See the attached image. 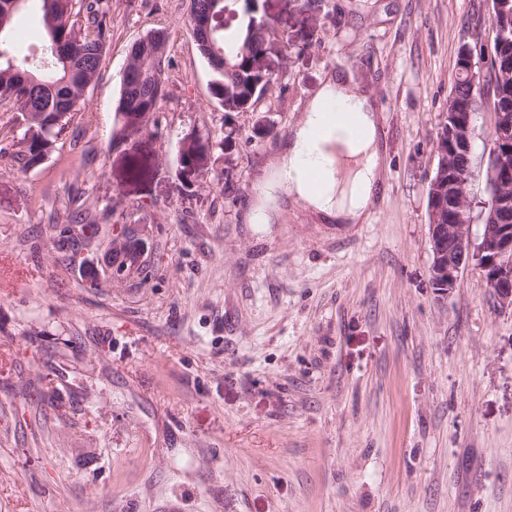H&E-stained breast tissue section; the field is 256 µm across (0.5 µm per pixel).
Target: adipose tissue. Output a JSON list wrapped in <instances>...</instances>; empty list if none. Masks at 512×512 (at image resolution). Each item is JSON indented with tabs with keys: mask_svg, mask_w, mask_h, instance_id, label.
<instances>
[{
	"mask_svg": "<svg viewBox=\"0 0 512 512\" xmlns=\"http://www.w3.org/2000/svg\"><path fill=\"white\" fill-rule=\"evenodd\" d=\"M330 101L343 103L354 112L363 136H352L346 128L339 127L328 132L319 145H312V131ZM308 156L329 166L321 190L311 186L303 164ZM384 170L380 124L372 98L345 78L328 75L292 128L286 146L268 161L259 180L253 221H273L280 211L279 198L285 193L301 201L321 221L363 223L376 203Z\"/></svg>",
	"mask_w": 512,
	"mask_h": 512,
	"instance_id": "1",
	"label": "adipose tissue"
}]
</instances>
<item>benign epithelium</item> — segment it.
Here are the masks:
<instances>
[{
  "instance_id": "benign-epithelium-1",
  "label": "benign epithelium",
  "mask_w": 512,
  "mask_h": 512,
  "mask_svg": "<svg viewBox=\"0 0 512 512\" xmlns=\"http://www.w3.org/2000/svg\"><path fill=\"white\" fill-rule=\"evenodd\" d=\"M512 0H492L489 37H505L508 26L498 22L512 13ZM459 69L472 90L469 104L450 99L448 104V146L437 147L439 170L429 185V239L432 251L430 274L432 284L440 295L450 293L458 285L462 268L472 260L483 273L488 288L500 305L512 307V113L503 112L497 104L490 105L495 115L494 146L488 158L487 182L492 190L482 240L472 250L469 224L470 194L467 190L474 172L469 161L473 114L469 109L488 103L497 84L508 72L490 67L484 61L475 69L470 48L459 53ZM145 248L138 238V228L129 224L114 239V250L140 258Z\"/></svg>"
}]
</instances>
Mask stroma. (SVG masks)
Returning a JSON list of instances; mask_svg holds the SVG:
<instances>
[{
	"mask_svg": "<svg viewBox=\"0 0 512 512\" xmlns=\"http://www.w3.org/2000/svg\"><path fill=\"white\" fill-rule=\"evenodd\" d=\"M191 0H100L98 79L46 159L0 104V512H512V308L474 265L432 285L427 208L462 46L490 0H259L274 82L227 112ZM167 36L146 126L117 110L132 44ZM373 98L383 189L362 224L283 199L251 223L268 160L327 74ZM494 114L473 116L470 237ZM207 146L191 183L180 150ZM103 224L85 286L54 241L73 195ZM144 224L137 268L111 227Z\"/></svg>",
	"mask_w": 512,
	"mask_h": 512,
	"instance_id": "stroma-1",
	"label": "stroma"
}]
</instances>
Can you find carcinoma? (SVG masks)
I'll return each mask as SVG.
<instances>
[{
    "label": "carcinoma",
    "instance_id": "cac0c4a2",
    "mask_svg": "<svg viewBox=\"0 0 512 512\" xmlns=\"http://www.w3.org/2000/svg\"><path fill=\"white\" fill-rule=\"evenodd\" d=\"M11 0H0V98H15L20 115H29V124L40 134L22 138L21 151L25 165L40 163L53 148L54 142L64 134L83 100L84 89L94 81L101 70L102 57L77 74H72L73 59L56 52L64 44L78 54L87 39H92L98 52H103L109 26L106 14L99 11L98 3L89 0L85 5L94 34L87 36L72 20L73 0H29L28 6H38L43 25V36L36 55L21 52L14 42L13 22L19 13L7 10ZM224 17L213 20L209 55L218 59V69L212 70V94L226 112H248L255 109L267 92L270 82L255 87L259 76L252 62L264 54L266 33L262 15L257 13L252 0H244L243 22L234 39L226 34ZM494 63L512 71V36L503 38L493 46ZM161 79L158 75L144 80L127 94L120 92L118 111L127 119L143 124L157 108L161 97ZM57 245L68 252V260L76 262L77 252L72 247L74 238L93 239L99 227L96 224L52 225Z\"/></svg>",
    "mask_w": 512,
    "mask_h": 512
}]
</instances>
